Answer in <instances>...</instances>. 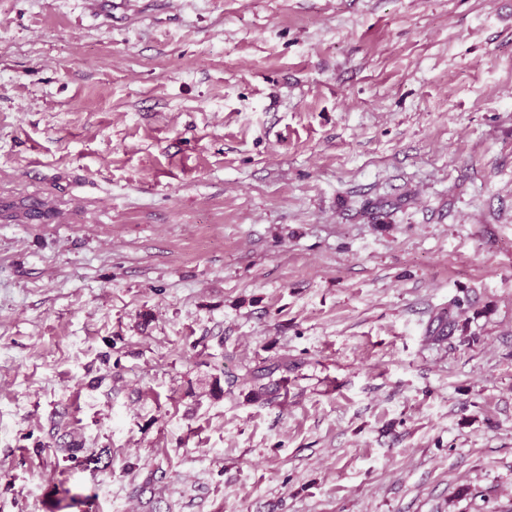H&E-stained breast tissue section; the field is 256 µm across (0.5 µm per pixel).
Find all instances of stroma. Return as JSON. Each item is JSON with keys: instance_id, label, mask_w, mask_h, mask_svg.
Instances as JSON below:
<instances>
[{"instance_id": "35a3bbf8", "label": "stroma", "mask_w": 512, "mask_h": 512, "mask_svg": "<svg viewBox=\"0 0 512 512\" xmlns=\"http://www.w3.org/2000/svg\"><path fill=\"white\" fill-rule=\"evenodd\" d=\"M510 504L512 0H0V512ZM285 369L288 370V362L283 361L274 366H263L256 369L250 370L242 378V384H250L253 388L249 391V396H252L255 400H262L263 397L269 394V385L262 384L261 381L265 378L271 377L277 370Z\"/></svg>"}]
</instances>
